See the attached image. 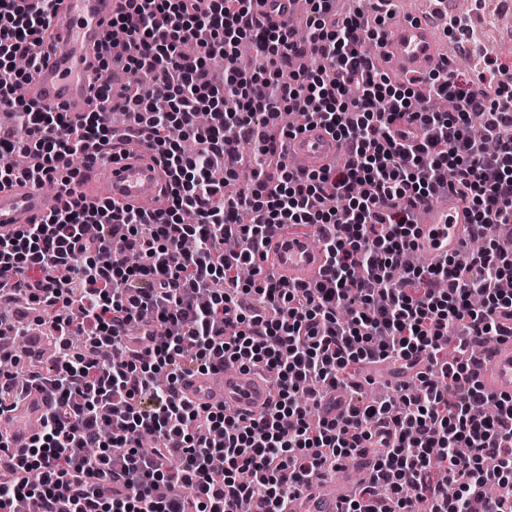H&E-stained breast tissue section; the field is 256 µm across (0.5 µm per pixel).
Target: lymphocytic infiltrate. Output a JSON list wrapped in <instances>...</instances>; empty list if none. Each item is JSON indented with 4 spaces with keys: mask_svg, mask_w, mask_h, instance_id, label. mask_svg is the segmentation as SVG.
Returning <instances> with one entry per match:
<instances>
[{
    "mask_svg": "<svg viewBox=\"0 0 512 512\" xmlns=\"http://www.w3.org/2000/svg\"><path fill=\"white\" fill-rule=\"evenodd\" d=\"M124 2L112 25L125 51L98 61L130 77L119 132L109 79L102 107L75 121L15 96L33 80L34 47L62 0H0V103L11 118L0 123V185L35 180L60 194L56 210L0 238V305L23 294L54 312L59 350L51 370L29 368L21 381L0 373V414L32 384L57 396L27 447L0 445V512H240L246 498L253 512H288L312 479L366 451L373 473L340 512H512V397L480 411L474 354L512 338V295L498 289L512 277V245L497 234L512 227V83L499 65L472 80L443 63L405 88L366 52L381 29L336 14L333 0H310L304 42L265 25L254 0ZM190 42L196 54L184 53ZM304 53L319 66L280 81ZM426 95L452 98L455 111L421 110ZM280 112L324 125L344 157L295 167L291 129L267 131ZM474 112L494 151L470 137ZM405 121L419 126L410 143L394 133ZM132 140L148 142L167 173L165 208L86 203L72 157L105 162ZM245 144L256 172L241 185ZM218 166L220 184L210 179ZM447 190L467 201L482 249L466 262L403 265L420 202ZM285 224L320 229L328 265L316 287L240 276ZM76 335L89 356L71 352ZM420 355L430 368L419 391L354 393L364 365L405 367ZM237 363L276 379L259 415L201 411L182 396L183 373ZM333 393L344 414L309 426L308 406ZM139 435L158 446L140 448ZM490 484L501 489L493 499Z\"/></svg>",
    "mask_w": 512,
    "mask_h": 512,
    "instance_id": "lymphocytic-infiltrate-1",
    "label": "lymphocytic infiltrate"
}]
</instances>
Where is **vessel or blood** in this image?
<instances>
[{
  "mask_svg": "<svg viewBox=\"0 0 512 512\" xmlns=\"http://www.w3.org/2000/svg\"><path fill=\"white\" fill-rule=\"evenodd\" d=\"M122 0H63L46 38L35 51L40 58L33 87L39 104L79 115L96 104L98 56L111 30L113 16ZM255 15L272 24L291 25L294 0H257ZM432 17L414 15L388 25L383 37V52L391 65L409 75H419L439 61ZM342 145L320 124L309 125L289 139L287 151L299 160L302 169L318 170L341 152ZM167 179L153 160L148 145L137 151L116 149L112 161L95 164L81 178V191L88 199L103 196L134 207L156 211L166 199ZM58 205L56 195L31 182L0 186V235L10 236L21 225L36 222ZM468 206L456 195L442 203L426 202L420 207V222L414 247L429 262L437 263L459 254L475 234ZM313 227L283 226L268 239L267 263L288 285L312 286L321 281L326 259L316 243ZM483 391L495 398L512 396V339L491 346L477 364ZM180 389L197 406L224 408L226 413L253 416L262 411L270 397V379L251 369L233 365L217 374L192 373L182 378ZM50 388H33L24 394L16 408L0 418L10 431V445L25 446L34 434L33 427L54 404ZM355 468H341L329 483L314 481L290 503L288 512H338L348 497L356 473H370L371 456L355 458Z\"/></svg>",
  "mask_w": 512,
  "mask_h": 512,
  "instance_id": "vessel-or-blood-1",
  "label": "vessel or blood"
}]
</instances>
